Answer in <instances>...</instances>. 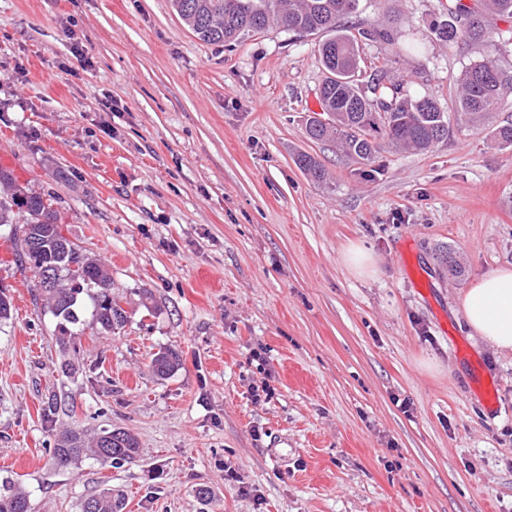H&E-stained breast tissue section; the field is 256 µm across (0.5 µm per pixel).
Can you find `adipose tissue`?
<instances>
[{"label":"adipose tissue","mask_w":512,"mask_h":512,"mask_svg":"<svg viewBox=\"0 0 512 512\" xmlns=\"http://www.w3.org/2000/svg\"><path fill=\"white\" fill-rule=\"evenodd\" d=\"M460 307L471 335L499 354H512V267L476 279L462 293Z\"/></svg>","instance_id":"1"}]
</instances>
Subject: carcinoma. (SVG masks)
<instances>
[{"label": "carcinoma", "mask_w": 512, "mask_h": 512, "mask_svg": "<svg viewBox=\"0 0 512 512\" xmlns=\"http://www.w3.org/2000/svg\"><path fill=\"white\" fill-rule=\"evenodd\" d=\"M175 13L200 40L211 44L231 43L259 33L275 24L298 36L322 34L318 43L326 77L320 88V104L326 118L314 117L306 123V138L336 145L346 156L363 164L374 162L384 146L426 151L448 137V113L430 97L412 98L397 83L386 82V72L372 75L366 88L358 84L359 47L365 41L390 46L391 54L401 57L404 47L390 33L377 26L341 24V18L358 10L359 0H171ZM448 18L433 24L436 36L448 43L480 42L486 39L485 16L495 14L512 19V0H475L474 6L462 0H448ZM509 82L492 58H484L466 68L459 80L456 116L480 128L488 125ZM299 168L317 182L326 171L313 156H297ZM0 226L12 223L14 212L27 215L19 228L17 257L20 267L33 268L38 276L51 270L53 284L37 288L44 307L59 319V342L67 344L76 335L70 327L81 323L83 312H90L91 323L110 333L125 322V310L112 295V277L107 261L91 256L65 237L56 212L43 197L28 193L0 171ZM448 275L458 279L464 268L452 250L441 252ZM81 271L78 282L73 272ZM179 353L165 348L156 353L150 368L165 378L179 369ZM139 443L130 432L117 428L92 436L69 429L57 439L52 459L66 468L84 458L101 464L133 463L139 457ZM120 498L106 489L81 503V512H120ZM0 512H30L27 493L10 480L0 482Z\"/></svg>", "instance_id": "1"}]
</instances>
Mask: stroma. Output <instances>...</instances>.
I'll list each match as a JSON object with an SVG mask.
<instances>
[{
  "instance_id": "1",
  "label": "stroma",
  "mask_w": 512,
  "mask_h": 512,
  "mask_svg": "<svg viewBox=\"0 0 512 512\" xmlns=\"http://www.w3.org/2000/svg\"><path fill=\"white\" fill-rule=\"evenodd\" d=\"M447 4L361 0L359 21L407 49L395 63L362 44L363 76L390 71L450 113L470 63L492 55L512 77V20L488 17V41L450 46L430 31ZM323 78L316 37L272 27L208 44L170 0H0V170L107 259L127 312L60 345L0 227L13 305L0 480L32 512H80L107 488L123 512H512V356L469 336L458 305L512 265V149L453 120L429 151L359 164L304 134ZM355 242L375 276L344 265ZM442 249L460 254L461 279ZM164 348L182 365L161 379L150 363ZM66 359L75 375L59 372ZM73 428L129 430L139 458L57 468L50 450Z\"/></svg>"
}]
</instances>
